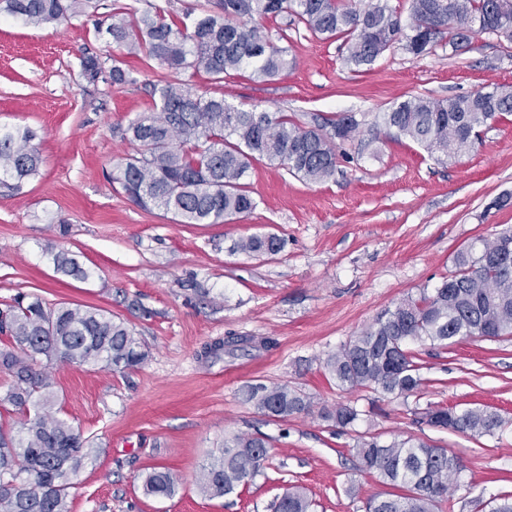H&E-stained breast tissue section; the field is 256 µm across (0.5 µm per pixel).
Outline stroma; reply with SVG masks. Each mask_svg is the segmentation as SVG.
Returning <instances> with one entry per match:
<instances>
[{
	"mask_svg": "<svg viewBox=\"0 0 512 512\" xmlns=\"http://www.w3.org/2000/svg\"><path fill=\"white\" fill-rule=\"evenodd\" d=\"M134 4L93 0L85 14L46 26L0 16V126L36 131L42 159L20 190L0 187V302L34 292L50 303L98 307L147 350L125 372L47 365L53 414L96 450L69 491L70 512H271L287 482L305 488L314 512H364L368 498L389 491L356 468L354 446L366 433L420 440L463 460L458 489L438 512H470L473 498L512 493V335L417 347L423 386L406 398L339 389L321 366L384 309L434 288L458 249L512 226V207L491 206L512 193V116L455 162L406 139L371 142L365 130L345 143L346 158L322 183L256 160L245 179L257 202L251 214L226 224H179L140 208L106 178L134 151L117 127L148 107L144 83L162 69H142L124 87L81 75L84 53L105 61L120 54L98 20ZM266 28L271 39L287 35L293 69L269 82L242 75L217 84L203 72L187 82L306 126L316 113L353 112L371 123L410 96L445 99L512 86V43L488 33L460 51L443 44L419 57L397 44L352 70L339 40L318 39L282 16ZM265 233L283 240L278 254L234 251L238 239ZM52 249L75 255L87 278L56 272ZM228 335L258 344L214 356L210 345ZM260 382L297 391L313 412L285 419L260 413L245 399L247 387ZM437 403L490 405L511 424L490 436L419 422ZM340 404L359 412L344 430L319 415ZM237 433L267 440L265 473L237 494L207 497L198 473ZM157 465L179 476L173 497L143 494L142 478ZM352 485L354 498L346 493Z\"/></svg>",
	"mask_w": 512,
	"mask_h": 512,
	"instance_id": "1",
	"label": "stroma"
}]
</instances>
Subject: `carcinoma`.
<instances>
[{
    "label": "carcinoma",
    "instance_id": "cac0c4a2",
    "mask_svg": "<svg viewBox=\"0 0 512 512\" xmlns=\"http://www.w3.org/2000/svg\"><path fill=\"white\" fill-rule=\"evenodd\" d=\"M90 0H0V13L26 24L44 25L81 13ZM289 15L312 34L342 38L344 63L370 66L394 44L415 56L434 51L442 41L461 50L476 34H494L512 43V0H411V24L401 25L388 0H193L182 15L168 17L152 5L117 9L106 31L126 54L145 66L178 76L200 70L212 81L248 70L257 81H271L295 66L289 49L273 42L264 22ZM507 16L509 25L499 24ZM83 77L113 86L133 84V69L123 60L105 68L86 53ZM151 106L118 129L136 146L135 154L113 165L108 179L135 204L162 209L182 224H222L257 207L243 183L251 162L265 158L302 180L333 177L339 144L351 140L364 121L354 113L316 116L306 128L282 112L244 109L222 97L198 93L179 80L159 78L146 84ZM512 115V86H496L447 100L410 96L396 101L373 123V139L404 137L448 160L470 152L483 129ZM37 134L28 127L0 128V184L18 190L38 173ZM512 245V229L480 236L453 256L452 270L430 292L407 297L385 309L354 339L328 355L323 368L343 390L367 388L384 396L409 397L422 385L412 342L449 344L470 336L496 339L512 334V266L498 257ZM284 242L275 235H252L234 243L249 255H276ZM56 271L77 279L87 272L70 253L51 254ZM0 371L12 377L0 407L20 415L19 428L0 426V512H70L69 489L91 458L88 439L71 423L48 410L52 382L42 361L70 365L101 364L114 371L132 369L146 352L130 329L97 308L50 307L37 294H18L0 310ZM247 400L264 413L275 405L281 418L311 409V402L285 385L259 383ZM337 427L359 417L341 405L322 412ZM429 426L459 433L494 435L507 421L489 406L462 409L429 405L422 412ZM269 449L265 439L234 435L224 439L220 456L203 467L199 489L210 497L236 493L264 474ZM361 471L395 489L392 497L370 499L365 512H435L447 501L464 471L462 460L445 448L424 442L386 443L372 436L357 442ZM179 476L153 467L142 482L143 494L170 498ZM313 503L289 487L272 503V512H312ZM471 512H512V501L490 505L470 501Z\"/></svg>",
    "mask_w": 512,
    "mask_h": 512
}]
</instances>
